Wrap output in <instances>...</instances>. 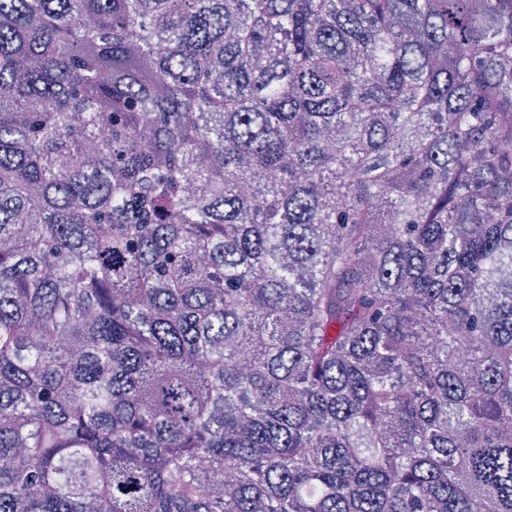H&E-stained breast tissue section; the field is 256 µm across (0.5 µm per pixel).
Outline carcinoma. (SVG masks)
Segmentation results:
<instances>
[{
  "label": "carcinoma",
  "mask_w": 512,
  "mask_h": 512,
  "mask_svg": "<svg viewBox=\"0 0 512 512\" xmlns=\"http://www.w3.org/2000/svg\"><path fill=\"white\" fill-rule=\"evenodd\" d=\"M512 0H0V512H512Z\"/></svg>",
  "instance_id": "1"
}]
</instances>
